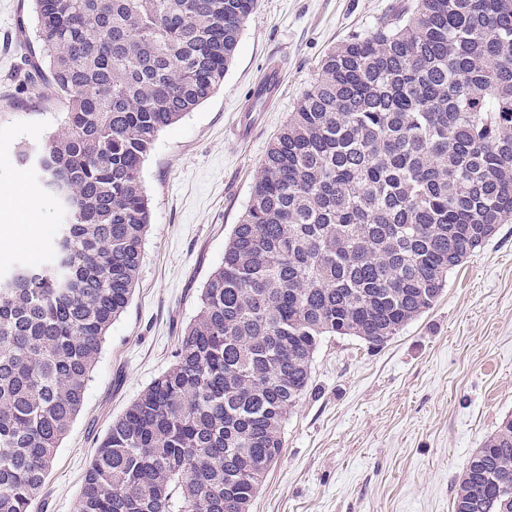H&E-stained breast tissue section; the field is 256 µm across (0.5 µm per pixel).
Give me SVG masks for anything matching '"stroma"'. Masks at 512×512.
<instances>
[{
  "label": "stroma",
  "mask_w": 512,
  "mask_h": 512,
  "mask_svg": "<svg viewBox=\"0 0 512 512\" xmlns=\"http://www.w3.org/2000/svg\"><path fill=\"white\" fill-rule=\"evenodd\" d=\"M405 0H259L224 85L164 129L142 179L152 212L131 301L113 322L84 404L54 458L35 512H76L89 460L112 422L173 362L183 328L221 264L246 210L261 160L326 53L374 27ZM32 0H0V193L23 186L24 207L0 200V227L27 220L18 243L0 241V274L41 266L62 215L22 147L60 126L63 96L44 83L18 91L22 31ZM283 67L277 103L242 106L269 60ZM512 413V223L448 276L436 305L384 347L331 337L317 351L310 389L289 416L282 454L252 512H453L470 453Z\"/></svg>",
  "instance_id": "1"
}]
</instances>
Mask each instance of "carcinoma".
Instances as JSON below:
<instances>
[{
    "label": "carcinoma",
    "instance_id": "carcinoma-1",
    "mask_svg": "<svg viewBox=\"0 0 512 512\" xmlns=\"http://www.w3.org/2000/svg\"><path fill=\"white\" fill-rule=\"evenodd\" d=\"M67 100L35 153L52 261L0 279V512H31L138 281L158 135L224 84L258 0H32ZM512 221V0H411L328 52L267 149L171 366L112 421L77 512H250L328 336L379 348ZM453 512H512V415Z\"/></svg>",
    "mask_w": 512,
    "mask_h": 512
}]
</instances>
